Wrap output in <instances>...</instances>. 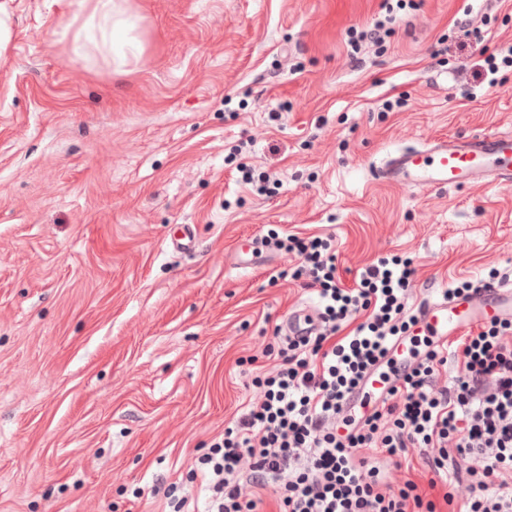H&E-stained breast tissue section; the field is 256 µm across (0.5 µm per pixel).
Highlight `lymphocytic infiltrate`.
<instances>
[{"instance_id":"1","label":"lymphocytic infiltrate","mask_w":512,"mask_h":512,"mask_svg":"<svg viewBox=\"0 0 512 512\" xmlns=\"http://www.w3.org/2000/svg\"><path fill=\"white\" fill-rule=\"evenodd\" d=\"M281 270L318 296L311 336L274 334L251 379L258 393L196 460L210 512H512V321L448 345L416 339L412 368L365 417L346 395L417 321L414 261L381 254L353 285L333 238L278 234ZM402 460L392 484L378 458Z\"/></svg>"}]
</instances>
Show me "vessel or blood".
Segmentation results:
<instances>
[{
    "instance_id": "1",
    "label": "vessel or blood",
    "mask_w": 512,
    "mask_h": 512,
    "mask_svg": "<svg viewBox=\"0 0 512 512\" xmlns=\"http://www.w3.org/2000/svg\"><path fill=\"white\" fill-rule=\"evenodd\" d=\"M379 180L399 186L440 188L473 183H512V136L476 133L443 135L419 148L389 154L379 166ZM312 308L289 314L290 337L313 330ZM503 318L512 321V287H495L466 299L438 298L428 301L415 326V333L443 345L478 324Z\"/></svg>"
}]
</instances>
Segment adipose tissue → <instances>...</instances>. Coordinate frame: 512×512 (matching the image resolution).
Listing matches in <instances>:
<instances>
[{
    "instance_id": "adipose-tissue-1",
    "label": "adipose tissue",
    "mask_w": 512,
    "mask_h": 512,
    "mask_svg": "<svg viewBox=\"0 0 512 512\" xmlns=\"http://www.w3.org/2000/svg\"><path fill=\"white\" fill-rule=\"evenodd\" d=\"M88 16L74 39L72 51L83 54L89 43L103 40L108 44L113 62L125 66L136 60L142 52L134 32L139 17L126 5V0H88Z\"/></svg>"
}]
</instances>
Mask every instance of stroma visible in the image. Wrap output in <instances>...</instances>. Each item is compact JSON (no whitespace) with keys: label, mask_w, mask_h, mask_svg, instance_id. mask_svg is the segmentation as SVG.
Segmentation results:
<instances>
[{"label":"stroma","mask_w":512,"mask_h":512,"mask_svg":"<svg viewBox=\"0 0 512 512\" xmlns=\"http://www.w3.org/2000/svg\"><path fill=\"white\" fill-rule=\"evenodd\" d=\"M129 2L143 50L119 71L70 51L85 0H5L0 512H163L173 481L205 512L191 469L251 396L237 359L318 301L272 280L288 254L242 265L269 229L333 236L348 285L410 255L418 301L512 270V185L373 178L435 136L512 133V70L486 64L512 45V0H414L381 54L348 40L383 0ZM241 140L267 192L229 162Z\"/></svg>","instance_id":"obj_1"}]
</instances>
